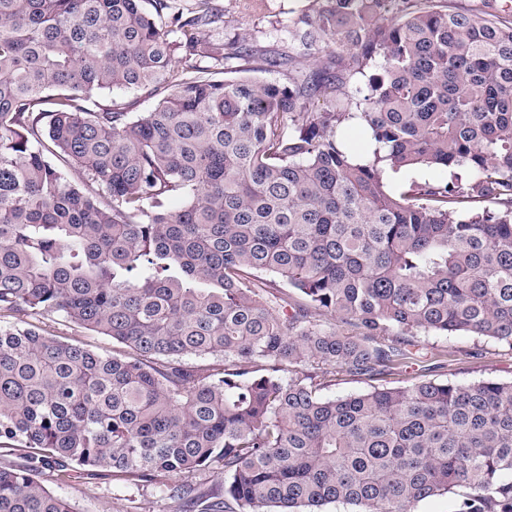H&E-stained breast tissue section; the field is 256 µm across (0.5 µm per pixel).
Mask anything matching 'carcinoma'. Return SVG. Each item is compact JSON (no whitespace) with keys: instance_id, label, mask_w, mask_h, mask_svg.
I'll return each mask as SVG.
<instances>
[{"instance_id":"1","label":"carcinoma","mask_w":512,"mask_h":512,"mask_svg":"<svg viewBox=\"0 0 512 512\" xmlns=\"http://www.w3.org/2000/svg\"><path fill=\"white\" fill-rule=\"evenodd\" d=\"M309 2L285 59L224 42L216 0H0V312L113 343L0 328V512H71L46 467L175 512H512V381L410 375L421 333L512 348V14ZM114 88L153 109L88 108ZM215 462L224 491L180 480ZM20 320L37 326L46 336H54L57 339L69 342H79L94 349L112 351L111 339L74 326L60 314L54 313L48 316L33 317L18 313L0 312L1 328L13 326Z\"/></svg>"}]
</instances>
